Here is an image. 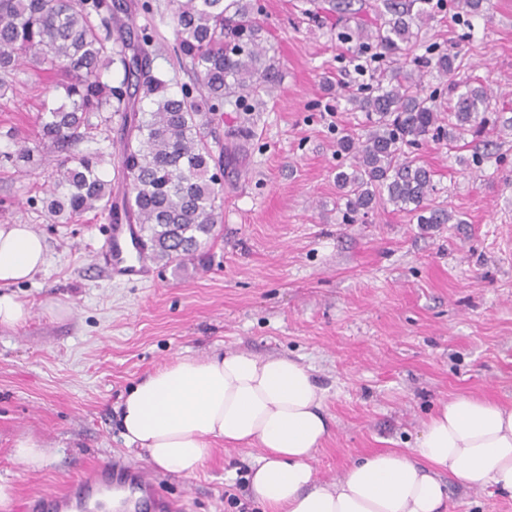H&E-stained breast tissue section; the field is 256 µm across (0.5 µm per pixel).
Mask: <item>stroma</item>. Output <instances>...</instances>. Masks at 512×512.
Masks as SVG:
<instances>
[{"instance_id": "stroma-1", "label": "stroma", "mask_w": 512, "mask_h": 512, "mask_svg": "<svg viewBox=\"0 0 512 512\" xmlns=\"http://www.w3.org/2000/svg\"><path fill=\"white\" fill-rule=\"evenodd\" d=\"M149 2L151 14L135 10L124 21L135 31L152 27L154 66L180 89L191 72L170 48L172 2ZM378 2L353 0V15L343 17L315 11L312 0H259L279 82L268 94L227 97L217 113L222 217L182 269L158 262L149 282L110 278L97 253L104 215L70 222L45 208L53 147L0 164V224L31 225L47 244L43 269L12 288L31 310L28 321L0 328V480L15 488L0 512L113 458L152 468L183 512H264L249 483L261 449L215 442L183 478L127 446L123 397L179 357L247 351L308 369L329 427L313 460L320 485L358 458L415 447L429 414L454 396L512 403V137L419 145L435 203L459 223L430 227L390 204L355 224L343 219L336 174L351 160L338 140L363 129L355 98L397 63L356 58L340 34L376 22ZM419 39L440 51L457 45V81L482 83L491 110L512 111V0L430 21ZM55 81L46 69L17 73L14 90L0 97V151L35 139L43 89L65 100ZM242 127L244 139L235 135ZM51 301L59 313L48 312ZM26 437L46 447L39 469L13 457ZM440 479L448 512H512V496L493 486Z\"/></svg>"}]
</instances>
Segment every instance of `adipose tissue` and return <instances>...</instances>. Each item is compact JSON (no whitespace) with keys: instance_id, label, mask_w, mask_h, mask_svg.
I'll list each match as a JSON object with an SVG mask.
<instances>
[{"instance_id":"adipose-tissue-1","label":"adipose tissue","mask_w":512,"mask_h":512,"mask_svg":"<svg viewBox=\"0 0 512 512\" xmlns=\"http://www.w3.org/2000/svg\"><path fill=\"white\" fill-rule=\"evenodd\" d=\"M46 254L29 225L0 224V326L29 319L9 289L41 271ZM120 418L127 445L184 477L198 471L213 441L262 448L250 480L267 512H447L442 472L512 494V405L470 395L442 404L412 453L372 454L336 483L317 485L311 461L328 434L321 392L286 357L177 358L130 391Z\"/></svg>"}]
</instances>
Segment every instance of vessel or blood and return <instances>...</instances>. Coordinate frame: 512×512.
<instances>
[{"label": "vessel or blood", "mask_w": 512, "mask_h": 512, "mask_svg": "<svg viewBox=\"0 0 512 512\" xmlns=\"http://www.w3.org/2000/svg\"><path fill=\"white\" fill-rule=\"evenodd\" d=\"M140 227L110 223L99 249L113 278L149 280L153 261L140 244ZM180 512L179 501L161 495L151 471L120 462L103 463L68 477L61 490L29 497L25 512Z\"/></svg>", "instance_id": "vessel-or-blood-1"}]
</instances>
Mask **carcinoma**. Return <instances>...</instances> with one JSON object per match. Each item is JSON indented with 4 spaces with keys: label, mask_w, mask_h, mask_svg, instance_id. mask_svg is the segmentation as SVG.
<instances>
[{
    "label": "carcinoma",
    "mask_w": 512,
    "mask_h": 512,
    "mask_svg": "<svg viewBox=\"0 0 512 512\" xmlns=\"http://www.w3.org/2000/svg\"><path fill=\"white\" fill-rule=\"evenodd\" d=\"M150 12V4L127 0H0V92L12 87L15 69L47 63L64 78L67 102L44 106L40 139L64 154L48 188L52 212L69 221L89 211L108 216L123 212L141 225L142 244L159 262L190 260L213 235L221 218L223 189L211 162L214 149L204 126L235 88L243 94L267 91L278 83V71L267 49L253 0H175L172 50L189 63L198 88L170 91L171 80L153 66L152 36L133 37L117 26L118 12ZM435 6L428 0H381L383 23L365 33L343 36L360 50L374 47L403 62L368 95L358 100L370 130L348 134L340 150L353 155L351 172L336 174L346 200L347 221L355 223L385 201L399 211L417 214L420 224H448L455 215L433 202L431 172L405 151L429 135L453 144L466 134L512 135V117H488L489 95L483 86L452 81L448 113L433 105L414 71L432 67L452 75L460 67L454 46L435 59L410 55L417 43V23L427 24ZM120 65L119 85L102 81V70ZM121 116L117 176L125 185L115 193L100 171L102 152H71L92 142V123L105 121L106 110ZM34 148L21 144L0 157L16 164L31 159Z\"/></svg>",
    "instance_id": "1"
}]
</instances>
